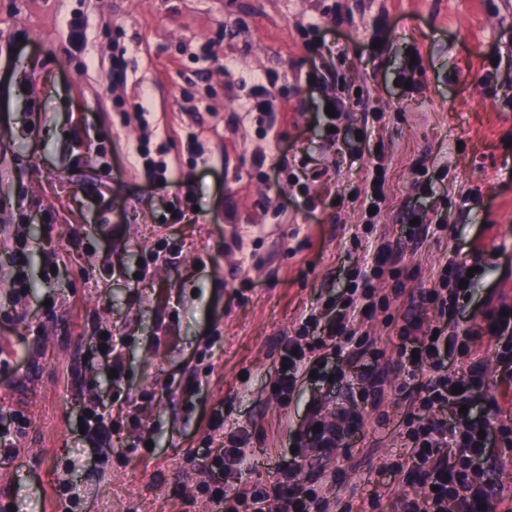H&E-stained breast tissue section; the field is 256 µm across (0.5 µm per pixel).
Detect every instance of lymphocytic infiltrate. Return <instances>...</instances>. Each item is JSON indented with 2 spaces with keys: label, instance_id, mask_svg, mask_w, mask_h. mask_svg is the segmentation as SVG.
I'll return each instance as SVG.
<instances>
[{
  "label": "lymphocytic infiltrate",
  "instance_id": "obj_1",
  "mask_svg": "<svg viewBox=\"0 0 512 512\" xmlns=\"http://www.w3.org/2000/svg\"><path fill=\"white\" fill-rule=\"evenodd\" d=\"M467 272V265L454 258L437 271L432 287L419 293L420 303L434 310L435 322L424 327L418 320L406 321L395 354L378 347L376 339L357 334L355 314L347 308L326 323L319 313L305 315L297 335L289 338L281 352L275 392L285 395L300 376L317 372L319 364L308 354L305 341L310 328L321 325L318 348L350 361L371 355V362L354 371L352 378L359 400L373 406L385 391L377 368L381 359L393 357L405 375L398 390L411 398L414 407L403 425L409 454L406 459L383 463L378 474L421 487L420 493L401 496L396 512H481L485 506L494 512H512V489L493 485L486 471L490 449L512 445V406L495 405L489 419L472 413L484 386L488 359L512 362V313L500 308L488 311L484 317L488 344L483 348L474 345L472 331L456 319L469 298L467 288L460 285ZM386 275L404 278L408 272L400 267L390 243L384 242L363 275L367 286L359 301L365 312L389 309L388 295L375 286ZM452 348L466 359L467 376L449 375L447 358ZM359 424V418L342 404L336 408L335 421L327 423L320 414H312L298 431L290 458L279 463L276 480L245 489L238 482L242 470L252 465L248 438L230 435L223 452L202 469L213 512H272L276 506L281 512H332L330 494L341 486L345 475L335 465L336 452L345 447Z\"/></svg>",
  "mask_w": 512,
  "mask_h": 512
}]
</instances>
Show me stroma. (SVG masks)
Instances as JSON below:
<instances>
[{
	"mask_svg": "<svg viewBox=\"0 0 512 512\" xmlns=\"http://www.w3.org/2000/svg\"><path fill=\"white\" fill-rule=\"evenodd\" d=\"M311 24L338 55L306 46ZM116 39L129 52L114 84ZM200 51L208 61H195ZM319 69L368 90L334 141L326 91L307 83ZM252 74L277 94L267 133L241 109ZM143 92L162 180L136 163L139 128L116 107ZM192 131L206 163L192 162ZM260 155L295 160L309 193L256 165ZM380 156L387 199L368 225L349 194ZM421 163L435 179L428 197L415 184ZM184 184L201 208L194 224L165 206ZM434 208L446 228L418 234L412 219ZM34 224L18 301L10 244ZM380 239L417 291L452 247L475 259L463 326L512 306V0H0V413L29 419L18 461L0 464V512H63V482L85 512H209L186 500L200 448L222 446L207 432L218 406L225 431H248L253 451L279 462L313 410L332 414L347 390L303 378L279 400L281 343L311 309L345 298ZM407 313L430 320L402 305L357 323L393 349ZM99 330L126 339L114 382L91 351ZM400 381L390 373L380 408L359 406L361 427L339 451L354 466L340 495L377 491L376 512H395L408 491L377 479L385 456L406 451L399 425L412 403ZM90 397L117 424L103 454L79 431ZM130 413L152 448L123 426Z\"/></svg>",
	"mask_w": 512,
	"mask_h": 512,
	"instance_id": "stroma-1",
	"label": "stroma"
}]
</instances>
